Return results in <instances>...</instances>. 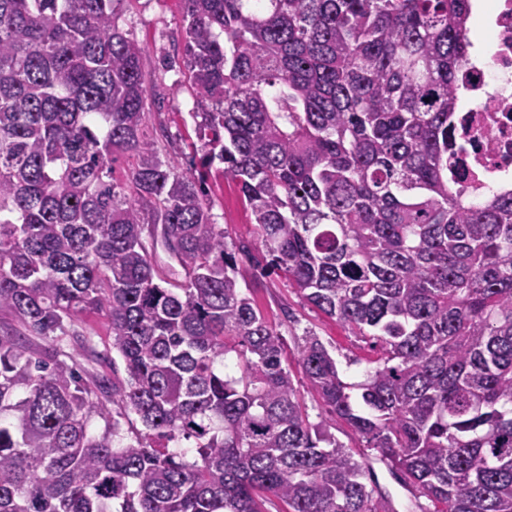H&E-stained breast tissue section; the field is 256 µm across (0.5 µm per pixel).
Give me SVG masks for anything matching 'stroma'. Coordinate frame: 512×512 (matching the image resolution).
<instances>
[{"label": "stroma", "instance_id": "35a3bbf8", "mask_svg": "<svg viewBox=\"0 0 512 512\" xmlns=\"http://www.w3.org/2000/svg\"><path fill=\"white\" fill-rule=\"evenodd\" d=\"M118 10L126 29L145 48L147 133L159 147L161 157L175 158L180 168H189L193 156L190 144L195 139L193 98L182 87L186 78L183 64L176 63L172 68L164 65L165 59L175 58L174 45L181 38L180 4L178 0H122ZM208 187L215 223L223 225L231 238L247 236L251 214L244 208L236 185L212 178ZM239 267L256 305L279 325L289 355H296L297 343L305 331H314L335 355L345 380H361L363 359L369 354L365 342L306 305L283 276L253 273L244 260Z\"/></svg>", "mask_w": 512, "mask_h": 512}]
</instances>
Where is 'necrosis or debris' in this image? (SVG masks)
Returning a JSON list of instances; mask_svg holds the SVG:
<instances>
[{"mask_svg": "<svg viewBox=\"0 0 512 512\" xmlns=\"http://www.w3.org/2000/svg\"><path fill=\"white\" fill-rule=\"evenodd\" d=\"M492 2L495 50L462 67L468 97L455 114L457 170L481 189L512 186V0Z\"/></svg>", "mask_w": 512, "mask_h": 512, "instance_id": "necrosis-or-debris-1", "label": "necrosis or debris"}]
</instances>
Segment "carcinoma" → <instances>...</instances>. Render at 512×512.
<instances>
[{
	"label": "carcinoma",
	"instance_id": "carcinoma-1",
	"mask_svg": "<svg viewBox=\"0 0 512 512\" xmlns=\"http://www.w3.org/2000/svg\"><path fill=\"white\" fill-rule=\"evenodd\" d=\"M120 2L0 0V512H395L310 420L241 257L368 343L359 382L311 331L297 362L431 512H512V189L450 175L471 0H179L187 171L147 138ZM214 171L249 238L215 223ZM78 319V328L92 336L97 349L103 351V343L106 336H108L107 321L104 315L101 313H84L80 314Z\"/></svg>",
	"mask_w": 512,
	"mask_h": 512
}]
</instances>
